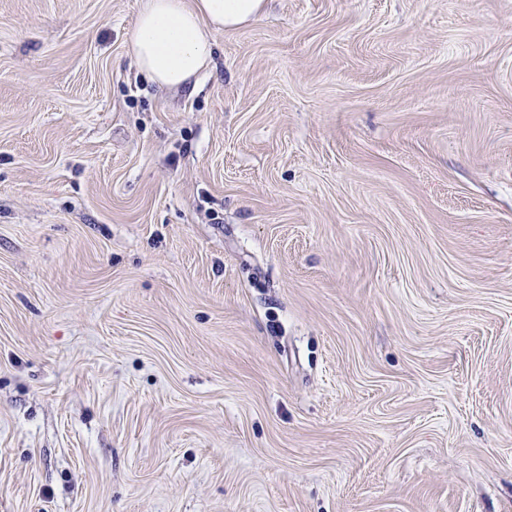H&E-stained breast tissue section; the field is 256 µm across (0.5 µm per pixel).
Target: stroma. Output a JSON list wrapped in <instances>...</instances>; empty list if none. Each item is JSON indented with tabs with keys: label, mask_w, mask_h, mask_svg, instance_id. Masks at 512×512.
<instances>
[{
	"label": "stroma",
	"mask_w": 512,
	"mask_h": 512,
	"mask_svg": "<svg viewBox=\"0 0 512 512\" xmlns=\"http://www.w3.org/2000/svg\"><path fill=\"white\" fill-rule=\"evenodd\" d=\"M141 2L0 0V512H512V0ZM267 0H143L131 48L141 71L159 86L179 87L207 68L213 34L245 26Z\"/></svg>",
	"instance_id": "1"
}]
</instances>
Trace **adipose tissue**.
I'll return each mask as SVG.
<instances>
[{
  "mask_svg": "<svg viewBox=\"0 0 512 512\" xmlns=\"http://www.w3.org/2000/svg\"><path fill=\"white\" fill-rule=\"evenodd\" d=\"M267 0H143L131 48L158 85L179 87L207 68L216 32L256 20Z\"/></svg>",
  "mask_w": 512,
  "mask_h": 512,
  "instance_id": "1",
  "label": "adipose tissue"
}]
</instances>
